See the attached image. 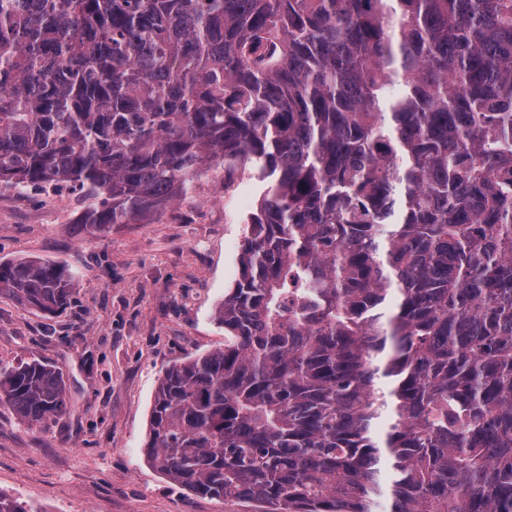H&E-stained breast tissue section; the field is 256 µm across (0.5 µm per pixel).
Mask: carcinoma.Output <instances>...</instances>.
<instances>
[{
  "label": "carcinoma",
  "instance_id": "cac0c4a2",
  "mask_svg": "<svg viewBox=\"0 0 512 512\" xmlns=\"http://www.w3.org/2000/svg\"><path fill=\"white\" fill-rule=\"evenodd\" d=\"M265 185L224 348L159 380L145 452L264 512H512V0H0V183L104 234L215 166ZM71 271L0 260L56 314ZM28 427L61 370L0 366ZM0 512H38L0 494Z\"/></svg>",
  "mask_w": 512,
  "mask_h": 512
}]
</instances>
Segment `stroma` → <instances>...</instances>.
<instances>
[{
  "mask_svg": "<svg viewBox=\"0 0 512 512\" xmlns=\"http://www.w3.org/2000/svg\"><path fill=\"white\" fill-rule=\"evenodd\" d=\"M263 191L252 167L228 182L219 166L160 215L96 235L81 227L95 199L0 183V260L43 258L76 276L56 316L0 299V365L59 366L70 406L44 429L0 408V493L38 512H257L193 495L145 445L165 369L224 346L216 312Z\"/></svg>",
  "mask_w": 512,
  "mask_h": 512,
  "instance_id": "1",
  "label": "stroma"
}]
</instances>
